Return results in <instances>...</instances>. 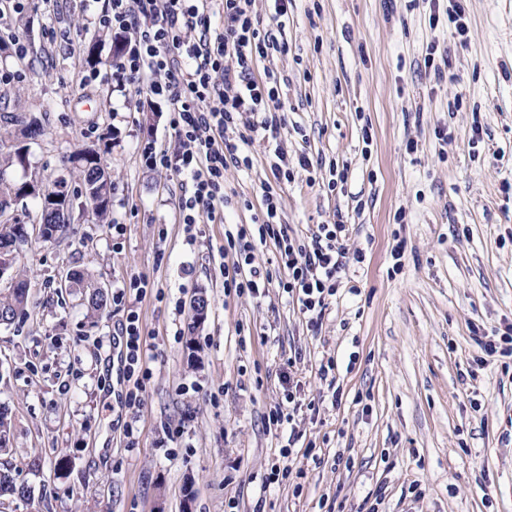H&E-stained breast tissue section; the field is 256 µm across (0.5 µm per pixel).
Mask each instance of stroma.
<instances>
[{
	"label": "stroma",
	"instance_id": "1",
	"mask_svg": "<svg viewBox=\"0 0 512 512\" xmlns=\"http://www.w3.org/2000/svg\"><path fill=\"white\" fill-rule=\"evenodd\" d=\"M106 4L28 0L0 28V75L25 74L0 84V150L11 149L12 115L46 130L10 180L66 176L81 204L68 158L93 146L113 184L107 223L90 217L59 239L31 237L17 255L32 303L0 327V406L14 420L13 475L33 493L0 512H179L188 484L194 512H224L232 497L239 512H325L333 496L360 512L381 486L383 512H512V367L480 363L475 340L512 323V0H464L462 36L429 20L454 0H292L280 22L269 0H255L284 46L254 70L280 80L274 142L289 160L310 161L281 186L282 221L299 237L343 221L349 254L362 256L316 330L278 286L288 271L274 243L256 251L274 278L264 294L224 293V227L259 213L271 141L256 135L252 168L226 174L223 223L196 225L188 242L178 177L141 154L148 141L174 148L170 107L144 85L113 83L109 33L95 24ZM14 38L28 44L26 59ZM93 70L98 79L83 83ZM336 163L347 180L333 188ZM72 269L113 290L133 277L149 284L139 312L152 375L136 447L124 439L127 412L111 406L107 365L125 312L111 303L88 323L82 294L57 290ZM200 294L208 312L196 325ZM293 355L308 406L294 426L271 427L266 410ZM327 359L338 401L317 375ZM167 431L174 438L159 449ZM293 432L297 451L312 441L321 458L306 464L299 493L263 481ZM33 455L37 477L26 468Z\"/></svg>",
	"mask_w": 512,
	"mask_h": 512
}]
</instances>
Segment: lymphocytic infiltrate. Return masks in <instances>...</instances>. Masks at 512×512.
<instances>
[{
    "label": "lymphocytic infiltrate",
    "mask_w": 512,
    "mask_h": 512,
    "mask_svg": "<svg viewBox=\"0 0 512 512\" xmlns=\"http://www.w3.org/2000/svg\"><path fill=\"white\" fill-rule=\"evenodd\" d=\"M254 0H108L98 15L100 27L127 35L123 55L113 67L117 86L146 84L150 93L172 107L174 150L146 143V164L180 179V209L186 228L220 224L230 200L224 191L228 169L249 170L250 146L258 130L277 132L280 96L274 71L255 79L254 64L281 46L261 30ZM219 26H212V18ZM281 195L264 184L257 230L245 225L224 232V290L257 297L272 281L269 270L255 262L258 244L273 241L288 276L280 286L311 327H319L329 297L335 296L339 275L348 262L343 222L320 224L310 237L291 235L280 218ZM146 289L138 281L112 297L126 307L117 341L124 349L122 406L139 408L146 365L136 299Z\"/></svg>",
    "instance_id": "obj_1"
}]
</instances>
